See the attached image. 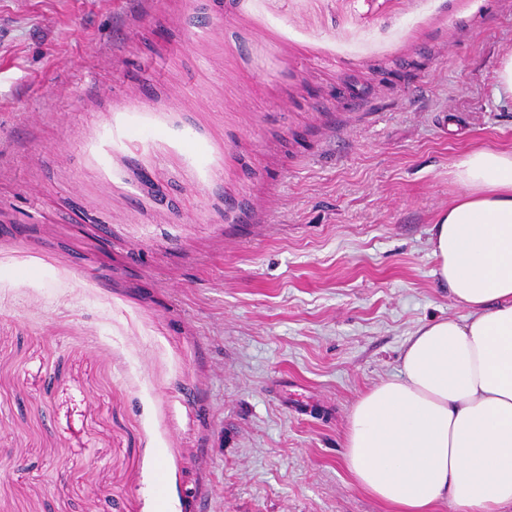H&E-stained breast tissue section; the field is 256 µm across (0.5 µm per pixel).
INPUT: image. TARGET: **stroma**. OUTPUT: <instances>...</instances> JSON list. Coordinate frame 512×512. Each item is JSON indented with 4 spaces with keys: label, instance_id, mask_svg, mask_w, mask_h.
<instances>
[{
    "label": "stroma",
    "instance_id": "1",
    "mask_svg": "<svg viewBox=\"0 0 512 512\" xmlns=\"http://www.w3.org/2000/svg\"><path fill=\"white\" fill-rule=\"evenodd\" d=\"M512 0H0V512H388L348 414L462 317Z\"/></svg>",
    "mask_w": 512,
    "mask_h": 512
}]
</instances>
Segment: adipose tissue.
<instances>
[{
  "mask_svg": "<svg viewBox=\"0 0 512 512\" xmlns=\"http://www.w3.org/2000/svg\"><path fill=\"white\" fill-rule=\"evenodd\" d=\"M451 174L429 248L465 314L419 326L344 435L353 480L394 512L512 507V152L468 151Z\"/></svg>",
  "mask_w": 512,
  "mask_h": 512,
  "instance_id": "1",
  "label": "adipose tissue"
}]
</instances>
